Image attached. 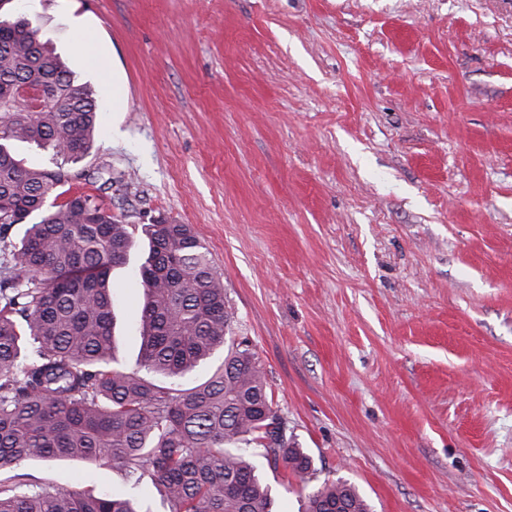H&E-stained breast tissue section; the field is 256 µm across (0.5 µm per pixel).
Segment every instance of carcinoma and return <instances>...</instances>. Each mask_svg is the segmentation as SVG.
Listing matches in <instances>:
<instances>
[{"mask_svg":"<svg viewBox=\"0 0 512 512\" xmlns=\"http://www.w3.org/2000/svg\"><path fill=\"white\" fill-rule=\"evenodd\" d=\"M25 84L48 101L33 112L0 93V471L31 459L110 463L135 490L148 478L168 512H273L248 449L307 484L312 459L288 438L263 367L232 335L224 282L189 224L141 225L139 366H113L110 272L135 245L100 196L71 190L83 177L99 105L38 38L29 19H0V89ZM52 150L23 167L13 145ZM24 226L18 242L12 228ZM202 383L189 373L217 349ZM369 512L356 488L326 481L306 512ZM0 512H152L133 492L74 491L0 478Z\"/></svg>","mask_w":512,"mask_h":512,"instance_id":"cac0c4a2","label":"carcinoma"}]
</instances>
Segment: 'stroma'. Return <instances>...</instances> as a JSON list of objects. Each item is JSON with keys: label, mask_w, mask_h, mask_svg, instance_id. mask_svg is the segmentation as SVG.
I'll return each instance as SVG.
<instances>
[{"label": "stroma", "mask_w": 512, "mask_h": 512, "mask_svg": "<svg viewBox=\"0 0 512 512\" xmlns=\"http://www.w3.org/2000/svg\"><path fill=\"white\" fill-rule=\"evenodd\" d=\"M25 5L98 93L83 166L123 179L113 213L207 245L310 487L512 512V0ZM137 264L110 273L130 372ZM256 463L276 512H304L299 481ZM18 470L123 485L102 463Z\"/></svg>", "instance_id": "35a3bbf8"}]
</instances>
